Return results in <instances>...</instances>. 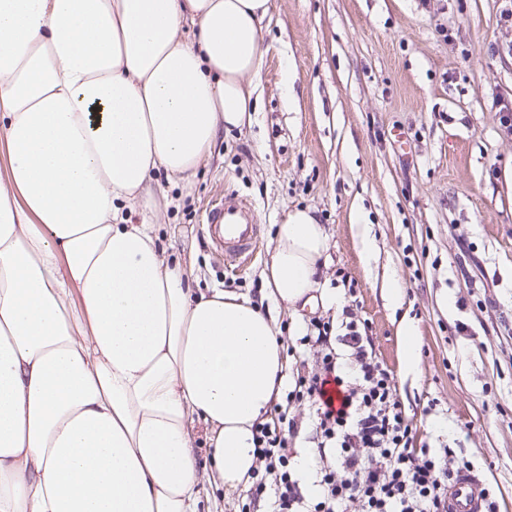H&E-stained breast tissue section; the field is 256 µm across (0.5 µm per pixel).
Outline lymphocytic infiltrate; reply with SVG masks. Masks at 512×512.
<instances>
[{
    "mask_svg": "<svg viewBox=\"0 0 512 512\" xmlns=\"http://www.w3.org/2000/svg\"><path fill=\"white\" fill-rule=\"evenodd\" d=\"M339 359L330 323L312 322L302 336L317 358L316 371L299 379L286 400L313 408L318 451L316 490L305 494L296 476L284 424L286 407L254 434L258 463L254 499L272 497V512H448V488L470 460L453 449L418 448L414 423L402 407L395 377L376 360L353 307L342 311Z\"/></svg>",
    "mask_w": 512,
    "mask_h": 512,
    "instance_id": "1",
    "label": "lymphocytic infiltrate"
}]
</instances>
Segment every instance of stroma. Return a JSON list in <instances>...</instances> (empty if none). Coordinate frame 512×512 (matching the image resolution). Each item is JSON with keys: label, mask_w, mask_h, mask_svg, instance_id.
Wrapping results in <instances>:
<instances>
[{"label": "stroma", "mask_w": 512, "mask_h": 512, "mask_svg": "<svg viewBox=\"0 0 512 512\" xmlns=\"http://www.w3.org/2000/svg\"><path fill=\"white\" fill-rule=\"evenodd\" d=\"M512 0H270L250 126L221 132L190 181L153 175L146 200L169 261L192 288L249 296L274 317L284 388L316 369L308 322L356 304L395 376L415 444L460 449L512 512ZM249 209L257 256L226 266L204 224L215 203ZM312 209L335 302L294 323L262 271L287 211ZM397 278L403 296L384 285ZM417 335L405 363L398 328Z\"/></svg>", "instance_id": "1"}]
</instances>
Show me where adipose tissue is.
I'll use <instances>...</instances> for the list:
<instances>
[{"label":"adipose tissue","instance_id":"obj_1","mask_svg":"<svg viewBox=\"0 0 512 512\" xmlns=\"http://www.w3.org/2000/svg\"><path fill=\"white\" fill-rule=\"evenodd\" d=\"M269 0H0V512H199L249 486L284 385L246 296L194 294L131 216L250 124ZM328 236L287 212L264 265L293 314ZM204 433L208 466L194 440Z\"/></svg>","mask_w":512,"mask_h":512}]
</instances>
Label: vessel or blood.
Returning a JSON list of instances; mask_svg holds the SVG:
<instances>
[{
  "label": "vessel or blood",
  "instance_id": "1",
  "mask_svg": "<svg viewBox=\"0 0 512 512\" xmlns=\"http://www.w3.org/2000/svg\"><path fill=\"white\" fill-rule=\"evenodd\" d=\"M208 233L219 240L224 258L234 265L251 259L257 248V225L243 213L215 206L206 218ZM487 490L483 481L470 472L461 473L448 491V512H485Z\"/></svg>",
  "mask_w": 512,
  "mask_h": 512
}]
</instances>
